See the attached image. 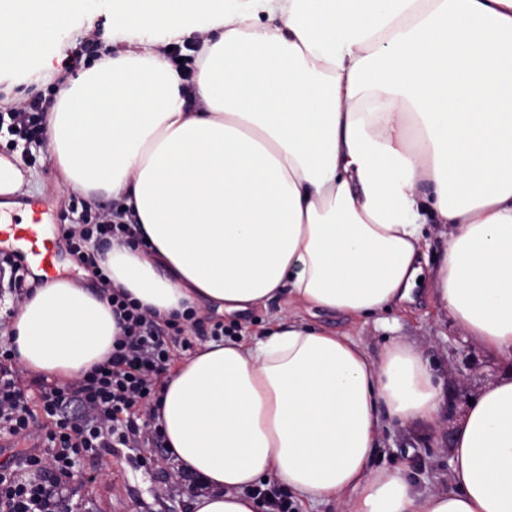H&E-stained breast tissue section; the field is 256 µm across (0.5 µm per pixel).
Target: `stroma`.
Listing matches in <instances>:
<instances>
[{"instance_id":"stroma-1","label":"stroma","mask_w":512,"mask_h":512,"mask_svg":"<svg viewBox=\"0 0 512 512\" xmlns=\"http://www.w3.org/2000/svg\"><path fill=\"white\" fill-rule=\"evenodd\" d=\"M116 7V0H99L93 20L76 16L65 38L66 45L78 47L94 37L101 49L110 48L112 12ZM33 153L37 161L32 170L38 185L32 195L51 208L50 244L56 255L57 272L77 276L73 254L61 232L63 223L78 220L70 210L73 195L58 187L47 148H34ZM358 333L374 356L397 339L420 345L443 389L442 427L390 425L371 459L372 467L405 469L419 489L447 488L454 418L489 383L512 374V360L486 354L472 344L424 294L418 295L409 312H383L380 318L362 323ZM74 472L84 477L95 475L96 480L83 490L69 489L66 497L71 512H189L193 478L177 470L165 449L119 448L101 460L81 457Z\"/></svg>"}]
</instances>
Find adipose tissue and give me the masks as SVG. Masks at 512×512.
I'll return each mask as SVG.
<instances>
[{
  "label": "adipose tissue",
  "mask_w": 512,
  "mask_h": 512,
  "mask_svg": "<svg viewBox=\"0 0 512 512\" xmlns=\"http://www.w3.org/2000/svg\"><path fill=\"white\" fill-rule=\"evenodd\" d=\"M96 0H0V63L42 70L41 21ZM201 29L192 78L162 46ZM112 48L45 115L65 189L115 200L139 243L98 253L161 316L232 318L280 303L264 331L176 363L153 405L191 512H261V479L337 512H512V375L455 419L449 489L369 465L386 424L439 426L442 388L416 345L371 356L357 322L426 287L475 345L512 359V0H119ZM28 372L59 383L105 362L103 292L57 277L14 309Z\"/></svg>",
  "instance_id": "ef3b65f1"
}]
</instances>
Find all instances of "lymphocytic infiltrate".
<instances>
[{
	"instance_id": "1",
	"label": "lymphocytic infiltrate",
	"mask_w": 512,
	"mask_h": 512,
	"mask_svg": "<svg viewBox=\"0 0 512 512\" xmlns=\"http://www.w3.org/2000/svg\"><path fill=\"white\" fill-rule=\"evenodd\" d=\"M59 93L55 83L47 96L0 109V134L11 145H22L24 163L33 161L31 145L43 144L45 114ZM62 233L72 253L95 268L101 286L110 289L120 333L106 363L63 385L44 379L25 385L15 350L0 345V438L18 441L36 426L44 432L40 445L16 450L12 466L0 468V512H62L77 456L102 458L117 448L163 443L151 407L158 377L171 362L169 343L202 324L191 313L179 321L142 311L97 270L95 248L118 235H135L134 227L116 221L114 212L82 205L79 222L64 225Z\"/></svg>"
}]
</instances>
